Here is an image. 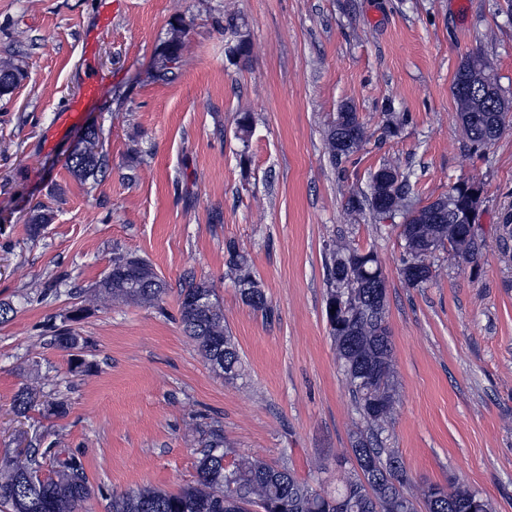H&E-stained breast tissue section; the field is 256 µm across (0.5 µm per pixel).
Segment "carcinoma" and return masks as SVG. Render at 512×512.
<instances>
[{
  "mask_svg": "<svg viewBox=\"0 0 512 512\" xmlns=\"http://www.w3.org/2000/svg\"><path fill=\"white\" fill-rule=\"evenodd\" d=\"M188 29L184 20L173 27L172 38L158 78L169 79L172 65L179 62L183 38ZM224 29L234 34L228 56L245 60L249 42L233 21ZM480 69L492 74L490 65L479 56H469L460 64L453 81V95L459 97L469 74ZM22 79L20 69L9 61L0 62V96L8 95ZM505 112H463L462 126L470 141L487 147L506 129ZM367 132L357 110L341 108L326 134L332 162L339 163L361 150ZM97 153L76 150L70 158L72 173L81 178L94 175ZM378 171L388 178L367 193H353L345 201L346 211L356 216L369 209L378 216L403 218L398 225L405 258L400 269L405 283L420 287L436 276L427 258L445 251L464 260L478 249L473 225L465 223L481 193L475 182L454 185L448 194L421 206L409 199L408 177L399 167L385 163ZM228 268L234 274L242 302L273 317L261 282L255 277L247 255L236 245L227 247ZM326 318L336 360L360 415L352 432L353 473L336 492L314 489L294 471L272 467L249 455L240 454L224 443L223 430L201 431L203 450L196 461L197 479L177 492L141 488L112 497V512H492L488 500L457 483L448 489L429 486L417 496L413 482L399 453L385 447L381 434L399 398L392 363V345L386 322L387 304L379 301V286L386 278L378 256L362 251L340 238L328 249ZM344 278H336L337 272ZM166 288L153 266L135 253L116 257L112 268L97 285L104 298L124 299L153 305ZM180 322L210 366L233 380L241 371V357L234 337L224 325V309L213 286L191 279L180 291ZM54 342L65 349L80 346V337L71 329L60 330ZM50 474L41 477L44 465ZM91 490L81 459L46 450L35 452L16 463L0 467V503L11 512H79Z\"/></svg>",
  "mask_w": 512,
  "mask_h": 512,
  "instance_id": "obj_1",
  "label": "carcinoma"
}]
</instances>
